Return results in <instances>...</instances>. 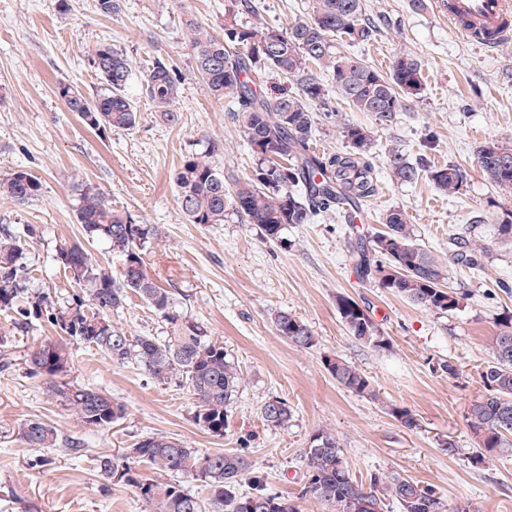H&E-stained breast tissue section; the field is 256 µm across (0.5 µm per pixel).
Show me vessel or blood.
<instances>
[{
  "mask_svg": "<svg viewBox=\"0 0 512 512\" xmlns=\"http://www.w3.org/2000/svg\"><path fill=\"white\" fill-rule=\"evenodd\" d=\"M456 32L494 54L512 45V0H437Z\"/></svg>",
  "mask_w": 512,
  "mask_h": 512,
  "instance_id": "obj_1",
  "label": "vessel or blood"
}]
</instances>
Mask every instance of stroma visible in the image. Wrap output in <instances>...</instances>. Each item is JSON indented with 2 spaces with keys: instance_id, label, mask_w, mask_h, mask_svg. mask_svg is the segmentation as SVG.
<instances>
[{
  "instance_id": "35a3bbf8",
  "label": "stroma",
  "mask_w": 512,
  "mask_h": 512,
  "mask_svg": "<svg viewBox=\"0 0 512 512\" xmlns=\"http://www.w3.org/2000/svg\"><path fill=\"white\" fill-rule=\"evenodd\" d=\"M230 0H121L118 14L105 17L95 0H0V182L26 169L42 182L40 196L24 204L0 199V225L24 231L31 292L69 297L73 285L55 261L59 248L77 245L113 276L123 261L101 242H89L76 220L78 187L98 185L113 205L143 224L162 230L149 247L147 272L172 291L180 311L209 323L229 358L244 374L229 427L215 437L192 418L186 388L153 383L135 363H112L84 344H71V364L55 381L33 376L25 355L54 338L47 320L34 321L28 335L14 336L0 315V512H145L134 488L103 487L95 459L121 454L142 436L161 434L206 453L246 445L270 492L295 497L304 472V452L318 430L333 433L352 475L368 480L385 470L435 487L448 507L472 504L475 512H512V457L475 468L466 422L484 389L478 369L504 316L512 314V247L495 244L496 224L512 214V190L491 185L477 164V151L495 142L512 148V49L495 56L458 36L435 0H364L363 16L377 35L346 50L381 72L401 54L419 60V94L403 98L391 124L351 107L328 87L316 114L312 147L345 152L343 124L373 132L368 155L378 177L374 196L362 202L353 222L333 211L311 224H290L285 245L267 242L259 228L237 217L221 224L189 223L179 210L173 172L186 154L218 146L221 171L250 176L254 157L228 118L224 102L211 97L196 73L186 38L194 21L224 33ZM125 54L137 73L128 93L140 112L130 130L98 135L66 110L54 93L57 83L78 84L87 94L100 88L90 52L100 43ZM181 77L175 108L178 125L161 121L141 93L140 72L154 58ZM398 149L410 162L454 164L466 173L459 194H440L427 178L412 184L391 181L386 156ZM404 210L418 242L448 260L447 285L462 298L458 309L439 314L361 279L351 243L382 232V214ZM471 237L488 247L480 268L451 263L454 237ZM367 309L391 342L375 351L356 341L341 322L337 295ZM300 317L318 343L303 349L278 336L272 318L279 310ZM112 323L133 336H161V318L139 296L113 314ZM340 356L365 371L379 389L375 404L342 389L323 366ZM450 361L456 375L439 372ZM89 386L112 394L126 412L106 430L79 423L57 391L59 385ZM280 398L292 410L282 428L260 417L266 401ZM409 408L419 427L403 428L385 403ZM37 417L79 450L58 447L39 463L17 435L19 421ZM453 439L457 455L440 443Z\"/></svg>"
}]
</instances>
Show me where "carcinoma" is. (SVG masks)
<instances>
[{"label": "carcinoma", "instance_id": "1", "mask_svg": "<svg viewBox=\"0 0 512 512\" xmlns=\"http://www.w3.org/2000/svg\"><path fill=\"white\" fill-rule=\"evenodd\" d=\"M255 13L251 0H237L224 11V36L189 20L187 39L197 73L211 96L230 105L229 115L255 158L252 177L242 181L223 173L213 162L218 150L211 142L205 151L185 156L173 174L177 201L192 224H222L236 215L259 226L264 239L283 242L289 224H309L322 213L360 204L373 195V167L362 160L372 147L371 131L346 124L341 135L349 152L317 155L310 151L315 113L311 105L326 96L324 85L311 66L328 72L336 92L359 112L371 114L379 126L392 122L403 106L402 95L420 91L423 77L420 62L401 55L390 73H382L363 59L337 48V41L364 43L375 37L376 27L363 19L362 0H312L309 16L287 27L243 23L240 15ZM90 62L101 80V89L89 97L76 84L60 82L56 95L69 112L98 134L111 129L136 126L137 107L126 93L133 75L132 62L108 44L98 45ZM266 70L300 78V91L270 98L260 91L256 78ZM142 91L154 105L156 115L175 125L174 109L179 86L175 71L156 59L142 78ZM508 147L495 142L482 145L477 163L494 186L512 190V155H498ZM387 166L399 183H414L421 176L448 195L458 194L465 180L460 167L450 164L423 169L402 152H388ZM41 181L27 170L16 171L0 184V194L18 204L41 194ZM89 241H104L124 258L120 279L102 269L81 247L61 248L56 261L78 288L59 303L48 293L29 292L31 270L25 243L10 228L0 226V312L11 317L13 333L25 336L32 320L47 318L61 341L48 340L32 349L25 364L34 375L52 379L67 371V343L94 346L117 364L133 361L159 384L172 381L187 387L192 396L193 419L209 434L222 437L229 411L244 386L243 375L224 351L223 342L212 334L208 323L178 311L173 293L159 286L146 272L145 251L161 238L156 224H141L114 208L100 188L81 187L77 213ZM385 230L366 241L351 244L358 274L380 288L439 314L460 307L461 297L445 286L448 265L416 243L412 225L403 210L383 216ZM453 259L469 268L480 266L478 257L486 245L453 238ZM135 294L154 310L166 326L164 336H130L112 323V313ZM343 325L360 343L376 350L390 349V340L379 324L355 299L336 297ZM489 344V359L479 369L485 393L468 409L467 426L477 448L469 456L480 467L501 457L512 456V315L500 322ZM276 333L288 342L310 349L317 344L313 330L297 315L278 311L273 319ZM324 368L345 390L374 403L380 394L365 372L339 356H326ZM80 422L106 429L125 414L124 406L112 396L90 387L69 386L59 390ZM386 411L404 428L414 430L419 420L410 409L396 404ZM263 422L283 427L292 418L283 402L260 408ZM17 435L29 448L42 453V461L58 445L54 428L37 418L22 420ZM305 471L298 500L314 499L330 512H447L446 504L431 485L412 479L374 473L368 483L354 478L336 436L319 430L305 450ZM148 464L156 473L173 480L160 482L138 469ZM101 479L137 489L148 512H300L298 504L267 490L264 479L240 448L221 453H200L183 441L150 434L139 439L121 456L104 454L96 459ZM188 477L208 490L200 498L188 491L178 477ZM250 491H239L242 482Z\"/></svg>", "mask_w": 512, "mask_h": 512}]
</instances>
